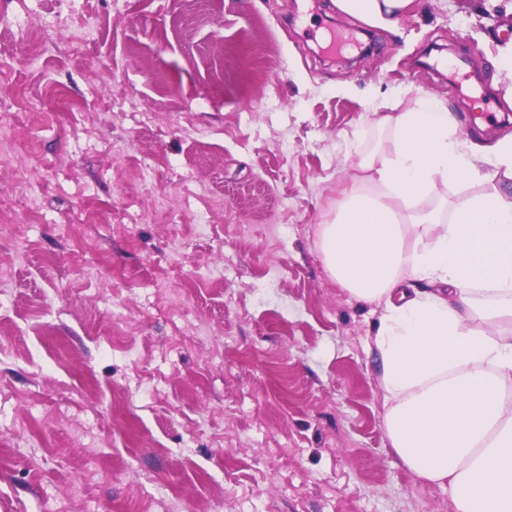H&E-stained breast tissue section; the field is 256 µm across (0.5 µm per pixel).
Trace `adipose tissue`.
Wrapping results in <instances>:
<instances>
[{
    "label": "adipose tissue",
    "instance_id": "obj_1",
    "mask_svg": "<svg viewBox=\"0 0 512 512\" xmlns=\"http://www.w3.org/2000/svg\"><path fill=\"white\" fill-rule=\"evenodd\" d=\"M391 28L415 0H335ZM380 123L395 149L359 163L366 188L343 192L319 249L330 276L381 311L384 429L418 478L446 487L454 512H512V132L491 144L462 138L447 108L423 96ZM490 183L455 206L417 209L436 182ZM422 248H409L418 233Z\"/></svg>",
    "mask_w": 512,
    "mask_h": 512
}]
</instances>
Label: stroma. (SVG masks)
Instances as JSON below:
<instances>
[{"label":"stroma","instance_id":"1","mask_svg":"<svg viewBox=\"0 0 512 512\" xmlns=\"http://www.w3.org/2000/svg\"><path fill=\"white\" fill-rule=\"evenodd\" d=\"M0 7L31 148L0 144V512H453L390 448L380 312L318 229L392 150L384 104L512 131V0H416L395 28L332 0ZM333 33L363 38L346 64Z\"/></svg>","mask_w":512,"mask_h":512}]
</instances>
